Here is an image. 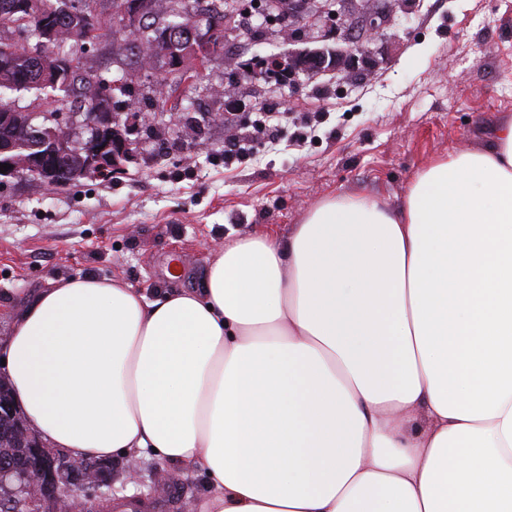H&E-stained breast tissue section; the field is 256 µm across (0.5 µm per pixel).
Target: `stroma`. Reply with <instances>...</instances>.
Listing matches in <instances>:
<instances>
[{
  "label": "stroma",
  "mask_w": 512,
  "mask_h": 512,
  "mask_svg": "<svg viewBox=\"0 0 512 512\" xmlns=\"http://www.w3.org/2000/svg\"><path fill=\"white\" fill-rule=\"evenodd\" d=\"M287 25L279 11L236 19L192 84L164 63L148 69L130 51L115 55L113 38L85 44L118 121L136 120L139 150L108 181L0 180V340L24 302L61 277L93 273L153 299L199 287L225 240L288 237L325 199L363 194L398 208L435 158L485 148L490 129L512 116V0H414L356 69L284 84L261 73L263 58L336 47L301 25L283 42ZM160 83L190 103L195 136L155 107ZM6 99L86 134L76 97ZM267 107L270 139L256 128ZM132 467L145 486L166 474L168 512H198L209 493L205 475L134 454L107 465L117 496L135 495L120 482Z\"/></svg>",
  "instance_id": "35a3bbf8"
}]
</instances>
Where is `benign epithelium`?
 <instances>
[{
	"mask_svg": "<svg viewBox=\"0 0 512 512\" xmlns=\"http://www.w3.org/2000/svg\"><path fill=\"white\" fill-rule=\"evenodd\" d=\"M61 9L73 18L90 20L98 15L90 0H63ZM372 0H289L288 11L301 14L311 23L320 27L324 19L338 16L343 12H361L369 19L363 36L344 35L345 47L334 51H307L297 56L271 59L272 65L284 71L286 80L296 81L299 75L310 76L318 71H341L364 56L367 52L364 42L372 39L380 29L392 22L397 10L405 7L407 0H383L384 9L372 8ZM155 0H115L112 14L115 17L114 29L118 34L134 36L137 28L147 17L155 15ZM181 27L191 30L197 44L178 52L169 42V36L159 40L148 55L154 59L164 56L172 59L174 67L181 68L188 59L202 61L199 47H208L217 37L213 28L200 29L192 13L181 12ZM54 39V30L42 26V41L38 53V85L55 92L60 84L62 71L61 57L49 51ZM90 114L86 126L92 133L88 143L83 145L74 140L73 133L59 126L45 122H35L34 116L17 127L18 110L12 106L0 108V166L11 165L6 175L37 180L46 186L56 185L55 179L61 166L72 165L76 148L83 147L85 160L79 168L84 177L109 179L124 169V163L138 151V143L129 139L118 127L112 126V99L107 94L94 96L89 104ZM33 478L44 491L60 497L65 503V512H88L85 490L90 485L101 483L102 476L94 468L86 469L79 464L73 466L60 460L43 447L32 448Z\"/></svg>",
	"mask_w": 512,
	"mask_h": 512,
	"instance_id": "7a95c632",
	"label": "benign epithelium"
}]
</instances>
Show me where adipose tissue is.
<instances>
[{
    "instance_id": "adipose-tissue-1",
    "label": "adipose tissue",
    "mask_w": 512,
    "mask_h": 512,
    "mask_svg": "<svg viewBox=\"0 0 512 512\" xmlns=\"http://www.w3.org/2000/svg\"><path fill=\"white\" fill-rule=\"evenodd\" d=\"M0 378L45 447L205 474L198 512H512V116L399 209L228 240L203 287L59 278Z\"/></svg>"
}]
</instances>
